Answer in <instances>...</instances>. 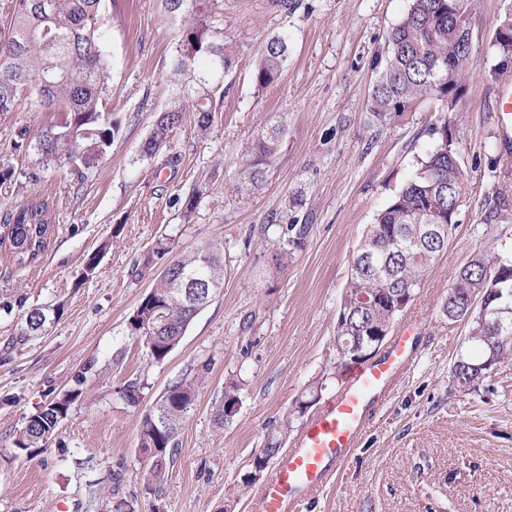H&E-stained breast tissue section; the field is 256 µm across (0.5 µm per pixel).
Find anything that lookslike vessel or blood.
<instances>
[{
  "label": "vessel or blood",
  "instance_id": "vessel-or-blood-1",
  "mask_svg": "<svg viewBox=\"0 0 512 512\" xmlns=\"http://www.w3.org/2000/svg\"><path fill=\"white\" fill-rule=\"evenodd\" d=\"M424 325L420 317L404 323L382 357L353 370L344 389L310 419L293 448L276 462L253 499L252 512H298L306 492L334 482L358 447L374 406L412 366L411 338Z\"/></svg>",
  "mask_w": 512,
  "mask_h": 512
}]
</instances>
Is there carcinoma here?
Returning <instances> with one entry per match:
<instances>
[{
	"label": "carcinoma",
	"mask_w": 512,
	"mask_h": 512,
	"mask_svg": "<svg viewBox=\"0 0 512 512\" xmlns=\"http://www.w3.org/2000/svg\"><path fill=\"white\" fill-rule=\"evenodd\" d=\"M472 0H410L401 21L388 33L371 61L376 73L370 93V115L380 125L425 100L447 110L456 108L476 56L463 62L471 49L467 15ZM169 14L183 22V34L171 56L174 71L184 76L179 91L160 113L143 154L152 156L168 135L189 122L201 135L213 122L216 95H224V74L235 65L232 48L224 43L223 0H163ZM8 32L0 34V113L13 112L20 98H36L40 106L59 112L57 122L31 132L15 133L14 146L32 144L48 163L69 167L77 180L99 165L119 132L112 115L104 111L108 61L105 50V0H8ZM290 53L288 35L271 36L254 71L257 89L281 74ZM439 142L419 160L415 175L377 212L357 245L351 273L343 291L336 322V370L348 367L351 350L361 341L393 329L401 312L394 297L416 296L431 265L448 246L458 223L448 222V210L463 205L464 174L457 160L456 142L449 139L448 122L434 127ZM283 133L272 127L257 136L242 157L231 189L263 185L267 167L277 154ZM442 224V234L430 236L425 225ZM49 199L32 196L0 225V247L16 264H33L52 236ZM211 253L203 265L199 252ZM173 273L193 272L218 283L224 280V247L207 242L170 260ZM448 320L467 325L465 342L471 350L457 355L453 382L464 392H475L512 361V260L478 252L457 273L442 306ZM195 319L182 294L161 278L128 319L131 335L141 338L149 355L163 361L180 343ZM24 335L42 331L46 309L33 308L22 316ZM198 379L183 378L168 388L148 409L139 424V448L155 450L163 461L150 468V490L157 493L165 480L166 449L173 446L178 428L194 403ZM75 394L56 397L30 415L12 444L21 451L45 445L67 418ZM238 385L224 390L216 407L227 421L237 412ZM281 450L277 435L268 437L256 456L267 466Z\"/></svg>",
	"instance_id": "carcinoma-1"
}]
</instances>
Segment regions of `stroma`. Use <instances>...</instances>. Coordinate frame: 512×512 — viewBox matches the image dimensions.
Wrapping results in <instances>:
<instances>
[{"mask_svg":"<svg viewBox=\"0 0 512 512\" xmlns=\"http://www.w3.org/2000/svg\"><path fill=\"white\" fill-rule=\"evenodd\" d=\"M409 0H224V41L236 64L208 134L184 125L158 152L142 147L176 77L171 52L180 19L161 0H119L106 16V109L120 123L108 155L75 186L69 170L44 162L35 147L14 148L16 128L51 125L54 111L24 97L0 114V165L15 183L0 191V221L32 194L53 204L54 233L36 264L19 266L0 250V512H250L258 483L244 484L269 434L286 429L291 448L306 424L289 421L298 397L326 378L313 411L348 381L334 362L338 307L353 252L368 224L413 177L448 121L468 193L454 237L432 265L403 319L424 317L419 358L370 418L339 477L301 512H512V363L489 385L459 390L451 367L467 334L442 312L460 267L477 252L512 254V178L502 173L496 109L503 68L494 45L512 0H472L467 23L476 74L452 112L425 101L389 126L367 109L371 59L404 16ZM287 33L288 61L277 80L256 89L261 51ZM286 132L265 184L225 191L245 149L276 123ZM197 202L188 197L195 188ZM305 224L301 247L286 234ZM190 252L224 245V286L179 346L154 362L128 319L167 263L159 235ZM292 257L276 265L275 256ZM100 265L82 278L85 257ZM144 268L133 277L134 265ZM63 303L41 335L22 333L27 310ZM199 376L197 396L169 449L161 493L147 486L150 462L138 446L142 416L168 387ZM138 400L122 395L130 380ZM242 388L230 421L215 408L231 384ZM76 399L55 436L28 453L13 433L42 405Z\"/></svg>","mask_w":512,"mask_h":512,"instance_id":"stroma-1","label":"stroma"}]
</instances>
